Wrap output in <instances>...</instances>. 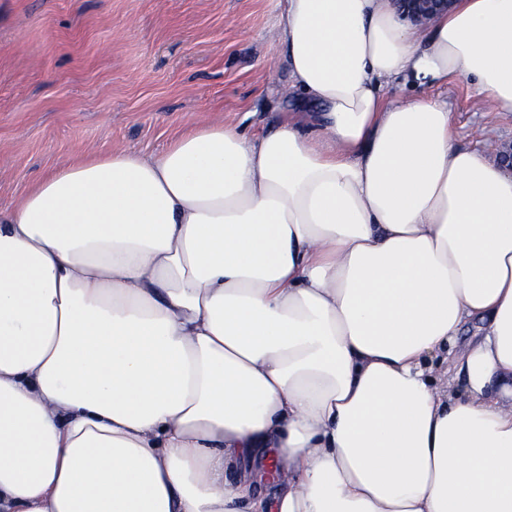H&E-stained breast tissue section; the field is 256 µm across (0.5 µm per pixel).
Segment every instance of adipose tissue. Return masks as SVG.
<instances>
[{"label":"adipose tissue","mask_w":512,"mask_h":512,"mask_svg":"<svg viewBox=\"0 0 512 512\" xmlns=\"http://www.w3.org/2000/svg\"><path fill=\"white\" fill-rule=\"evenodd\" d=\"M278 29L306 111L0 208V512H512V168L384 95L512 113V0H283ZM402 14L413 23H425L438 11L448 8L449 0H397Z\"/></svg>","instance_id":"1"}]
</instances>
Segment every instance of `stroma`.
I'll return each instance as SVG.
<instances>
[{
	"instance_id": "stroma-1",
	"label": "stroma",
	"mask_w": 512,
	"mask_h": 512,
	"mask_svg": "<svg viewBox=\"0 0 512 512\" xmlns=\"http://www.w3.org/2000/svg\"><path fill=\"white\" fill-rule=\"evenodd\" d=\"M279 0H0V206L88 151L166 148L184 129L274 128L284 91ZM447 101L460 145H512V115L477 108L467 81L389 89Z\"/></svg>"
}]
</instances>
